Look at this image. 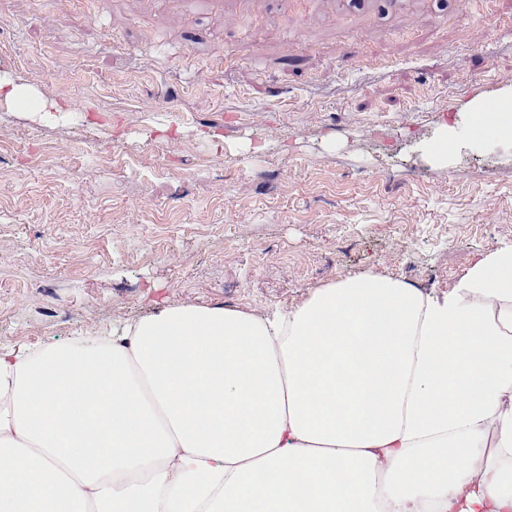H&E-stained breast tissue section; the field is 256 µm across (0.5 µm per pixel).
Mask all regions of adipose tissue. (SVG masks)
Masks as SVG:
<instances>
[{
	"mask_svg": "<svg viewBox=\"0 0 512 512\" xmlns=\"http://www.w3.org/2000/svg\"><path fill=\"white\" fill-rule=\"evenodd\" d=\"M0 107L88 109L3 66ZM452 110L428 161L512 147V85ZM0 512H512V244L442 295L370 272L0 347Z\"/></svg>",
	"mask_w": 512,
	"mask_h": 512,
	"instance_id": "1",
	"label": "adipose tissue"
}]
</instances>
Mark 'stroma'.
I'll list each match as a JSON object with an SVG mask.
<instances>
[{
  "label": "stroma",
  "mask_w": 512,
  "mask_h": 512,
  "mask_svg": "<svg viewBox=\"0 0 512 512\" xmlns=\"http://www.w3.org/2000/svg\"><path fill=\"white\" fill-rule=\"evenodd\" d=\"M48 2L0 0V63L92 109L0 110L1 346L348 274L439 295L512 242L511 149L424 159L450 103L512 84V0H310L295 35L290 0Z\"/></svg>",
  "instance_id": "stroma-1"
}]
</instances>
